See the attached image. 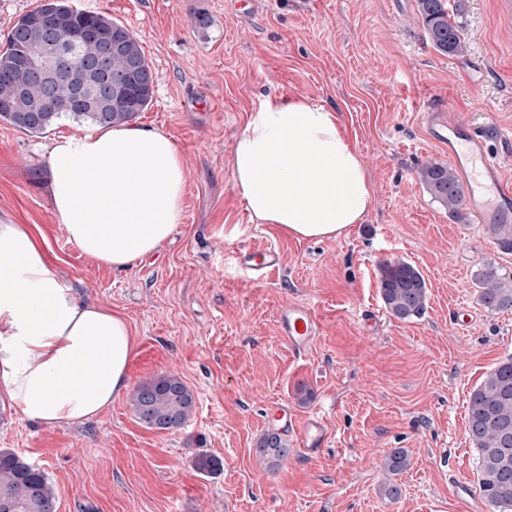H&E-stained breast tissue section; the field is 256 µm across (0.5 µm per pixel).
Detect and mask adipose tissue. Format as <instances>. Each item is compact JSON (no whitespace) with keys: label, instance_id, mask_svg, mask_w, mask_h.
Here are the masks:
<instances>
[{"label":"adipose tissue","instance_id":"adipose-tissue-1","mask_svg":"<svg viewBox=\"0 0 512 512\" xmlns=\"http://www.w3.org/2000/svg\"><path fill=\"white\" fill-rule=\"evenodd\" d=\"M54 218L88 258L112 269L154 254L184 217L187 172L169 135L99 127L46 148ZM231 178L253 221L295 238L335 239L373 192L334 112L263 96L235 140ZM127 321L80 300L23 225L0 219V396L48 426L94 417L130 387Z\"/></svg>","mask_w":512,"mask_h":512}]
</instances>
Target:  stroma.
<instances>
[{
    "label": "stroma",
    "instance_id": "35a3bbf8",
    "mask_svg": "<svg viewBox=\"0 0 512 512\" xmlns=\"http://www.w3.org/2000/svg\"><path fill=\"white\" fill-rule=\"evenodd\" d=\"M71 0L104 11L139 41L155 72L138 125L171 136L187 172L185 214L153 255L115 270L82 255L56 224L41 154L89 124L60 120L32 136L0 122V217L41 234L77 295L129 323L131 387L175 375L195 397L187 424L145 426L130 394L71 425L31 421L0 397V449L41 467L57 512H492L460 500L477 482L467 402L512 357V309L488 311L473 283L483 265L512 279V253L483 225L455 220L423 190L418 168L447 162L427 141L424 107L449 103L491 139L512 183V11L461 0L465 50L427 40L416 0ZM305 99L335 112L359 149L374 203L335 240H299L254 223L231 180L234 143L261 96ZM274 246L279 268L246 276L241 251ZM424 275L427 309L402 321L379 292L386 261ZM311 307L319 334L295 351L277 319ZM472 315L464 327L453 309ZM288 411L292 453L275 470L255 454L273 406ZM328 443L303 454L295 434L311 413ZM407 449L389 474L385 455ZM221 470L196 468L200 454ZM400 486L397 498L382 484Z\"/></svg>",
    "mask_w": 512,
    "mask_h": 512
}]
</instances>
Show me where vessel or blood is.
Masks as SVG:
<instances>
[{"label":"vessel or blood","mask_w":512,"mask_h":512,"mask_svg":"<svg viewBox=\"0 0 512 512\" xmlns=\"http://www.w3.org/2000/svg\"><path fill=\"white\" fill-rule=\"evenodd\" d=\"M422 120L427 139L444 148L458 169L465 203L477 222L511 224L512 184L503 181L487 137L472 127L465 113L442 104L423 113ZM238 260L242 268L266 274L277 268L279 253L270 246L241 252ZM278 325L281 335L298 351L305 350L318 332L314 312L296 304L280 311ZM297 436L302 451L311 455L320 452L327 442L323 421L317 415L303 422Z\"/></svg>","instance_id":"vessel-or-blood-1"}]
</instances>
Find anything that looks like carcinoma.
<instances>
[{"label":"carcinoma","mask_w":512,"mask_h":512,"mask_svg":"<svg viewBox=\"0 0 512 512\" xmlns=\"http://www.w3.org/2000/svg\"><path fill=\"white\" fill-rule=\"evenodd\" d=\"M419 21L435 50L460 55L464 45L458 25L449 13L448 0H417ZM90 29L126 36L123 50L112 56L99 53L95 42L84 38ZM48 32L69 45L70 59L55 66L47 79L32 72L30 62L44 57ZM91 60L107 84L124 85V101L109 109L92 105V77L84 78L87 92L75 93L77 61ZM154 73L138 40L103 12L78 10L69 0H44L20 16L11 26L7 48L0 54V121L30 135L45 133L57 121L68 118L98 126L126 124L146 110L153 100ZM419 179L434 201L451 216L463 209L461 184L453 169L441 162H427ZM380 294L389 313L399 320L424 314L427 286L411 263L396 259L381 266ZM481 303L492 311L512 308V281L489 266L476 280ZM132 405L139 420L150 428L183 427L195 408L191 390L176 375L160 377L136 388ZM468 436L477 452V484L481 497L495 512H512V358L496 365L470 394ZM256 455L268 468L277 469L288 457V442L268 431L257 441ZM385 464L392 473L403 471L408 455L393 448ZM10 512H56V495L47 473L12 450H0V499Z\"/></svg>","instance_id":"obj_1"}]
</instances>
